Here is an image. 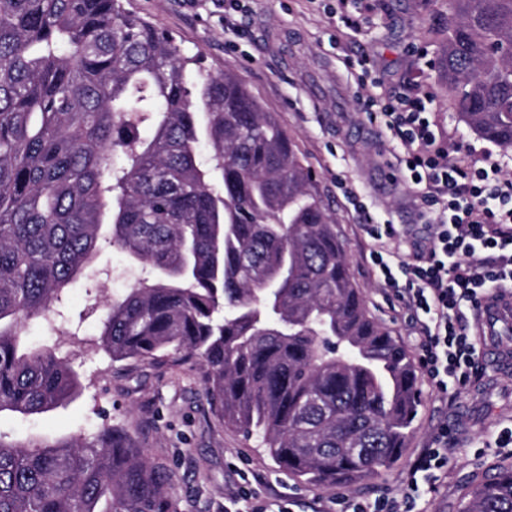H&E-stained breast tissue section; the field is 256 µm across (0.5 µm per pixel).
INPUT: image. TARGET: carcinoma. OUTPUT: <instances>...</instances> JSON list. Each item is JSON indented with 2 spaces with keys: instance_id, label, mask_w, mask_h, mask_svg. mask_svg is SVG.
<instances>
[{
  "instance_id": "cac0c4a2",
  "label": "carcinoma",
  "mask_w": 512,
  "mask_h": 512,
  "mask_svg": "<svg viewBox=\"0 0 512 512\" xmlns=\"http://www.w3.org/2000/svg\"><path fill=\"white\" fill-rule=\"evenodd\" d=\"M448 5L451 106L512 147V0ZM188 64L122 0H0V412L77 393L69 359L29 333L37 321L73 335L53 316L110 223L108 244L149 268L93 305L112 360L196 359L224 422L261 435L289 474L369 479L413 432V361L368 314L276 119L233 72ZM0 512H172V486L112 428L89 442L0 437ZM465 512H512V464Z\"/></svg>"
}]
</instances>
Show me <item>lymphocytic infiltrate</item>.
Wrapping results in <instances>:
<instances>
[{
    "instance_id": "lymphocytic-infiltrate-1",
    "label": "lymphocytic infiltrate",
    "mask_w": 512,
    "mask_h": 512,
    "mask_svg": "<svg viewBox=\"0 0 512 512\" xmlns=\"http://www.w3.org/2000/svg\"><path fill=\"white\" fill-rule=\"evenodd\" d=\"M379 118L400 140V161L425 213L435 214L436 232L426 253L410 262L389 248L398 236L394 225H365L379 244L371 254L374 274L419 325L421 362L431 382L443 393L460 390L477 371L481 351L466 310L512 288V182L501 178L493 160L477 167L451 158L438 146L420 100L399 96L381 103ZM447 442V429H440L401 496L350 501L345 512H417L422 487L448 468Z\"/></svg>"
}]
</instances>
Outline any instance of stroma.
Wrapping results in <instances>:
<instances>
[{
    "mask_svg": "<svg viewBox=\"0 0 512 512\" xmlns=\"http://www.w3.org/2000/svg\"><path fill=\"white\" fill-rule=\"evenodd\" d=\"M125 7L169 33L184 57L217 73L232 70L278 120L317 175V191L370 314L412 356L420 332L373 275L368 224H393L404 258L429 247L433 227L420 216L414 186L397 162L403 148L365 103L398 95L421 99L439 145L467 162L492 156L512 180V148L473 133L448 104L439 74L448 0H124ZM361 18L358 31L343 16ZM94 267L106 272L103 298L123 295L142 277L137 262L101 244ZM84 279L69 288L64 316L81 323L71 345L80 394L37 415L0 413L7 440L92 439L102 425L125 433L173 484L174 512H336V499L401 495L407 472L432 434L449 426L448 470L428 490L429 512H462L471 491L512 462L497 437L512 426V376L480 364L470 387L441 393L418 371L422 403L400 460L354 486L314 489L281 469L262 444L226 426L205 391L198 361L115 362L101 348L99 315Z\"/></svg>",
    "mask_w": 512,
    "mask_h": 512,
    "instance_id": "obj_1",
    "label": "stroma"
}]
</instances>
